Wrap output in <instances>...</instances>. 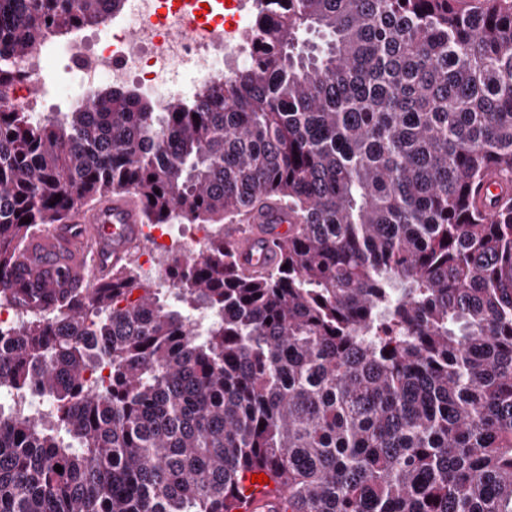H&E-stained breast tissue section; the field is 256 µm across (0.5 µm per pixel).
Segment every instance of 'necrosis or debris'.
I'll use <instances>...</instances> for the list:
<instances>
[{"mask_svg": "<svg viewBox=\"0 0 512 512\" xmlns=\"http://www.w3.org/2000/svg\"><path fill=\"white\" fill-rule=\"evenodd\" d=\"M251 3L231 0L227 17L220 11L200 13L195 0H125L123 11L101 24L44 40L17 59L12 81L0 86V102L41 119V110L26 94L28 85L37 82L49 107L57 102L80 105L103 86L136 89L160 109L175 100L194 103L246 68L254 29ZM63 59L78 65L74 79L80 96L69 93L74 79L48 67L49 61ZM146 233L141 269L160 280V260L168 255L169 242L180 243L181 258L197 259L206 231L198 224H150Z\"/></svg>", "mask_w": 512, "mask_h": 512, "instance_id": "1", "label": "necrosis or debris"}]
</instances>
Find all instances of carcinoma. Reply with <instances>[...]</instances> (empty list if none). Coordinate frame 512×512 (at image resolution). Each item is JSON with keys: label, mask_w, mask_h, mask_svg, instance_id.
Here are the masks:
<instances>
[{"label": "carcinoma", "mask_w": 512, "mask_h": 512, "mask_svg": "<svg viewBox=\"0 0 512 512\" xmlns=\"http://www.w3.org/2000/svg\"><path fill=\"white\" fill-rule=\"evenodd\" d=\"M256 2L248 67L193 106L0 109V391L52 401L0 409V512H240L255 470L289 512H512V195L476 203L512 192V0ZM120 4L0 0V83ZM114 191L218 225L168 263L178 303L126 265L13 284ZM257 203L288 237L249 273L222 222Z\"/></svg>", "instance_id": "carcinoma-1"}]
</instances>
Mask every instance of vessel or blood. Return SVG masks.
Instances as JSON below:
<instances>
[{"mask_svg": "<svg viewBox=\"0 0 512 512\" xmlns=\"http://www.w3.org/2000/svg\"><path fill=\"white\" fill-rule=\"evenodd\" d=\"M249 219V233L228 232L239 263L247 269L275 265L288 231L287 214L276 207L256 206ZM142 242L140 208L126 194L113 193L72 211L67 224L32 237L26 245L27 260L15 269L14 278L46 293L62 286L88 288V266L120 264L132 245ZM248 493V512H282L285 506L272 484L252 483Z\"/></svg>", "mask_w": 512, "mask_h": 512, "instance_id": "vessel-or-blood-1", "label": "vessel or blood"}]
</instances>
